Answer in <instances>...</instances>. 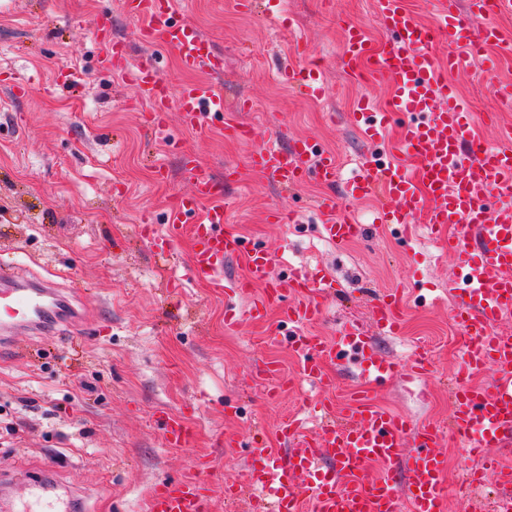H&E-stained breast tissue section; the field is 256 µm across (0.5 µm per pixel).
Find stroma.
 Masks as SVG:
<instances>
[{"label": "stroma", "instance_id": "obj_1", "mask_svg": "<svg viewBox=\"0 0 512 512\" xmlns=\"http://www.w3.org/2000/svg\"><path fill=\"white\" fill-rule=\"evenodd\" d=\"M179 16L223 55L224 108L252 127L253 143L218 121L203 134L189 130L174 109L163 127L147 128L130 67L148 48L123 0H0V267L69 287L82 315L50 334L18 330L0 351V512L44 480L78 499L76 512H145L158 485L192 474L201 457L214 467L210 512H226L224 485L248 481L252 441L280 450L279 423L307 417L315 388L288 349L291 326L275 314L262 326L226 323L254 297L233 287L243 258H226L202 281L189 273L191 236L172 248L160 237L172 202L193 191L190 159L227 178L230 227L267 254L273 276H334L336 296L308 333L332 337L354 324L382 356L404 362L420 345L436 354L433 373L393 378L371 397L417 425L448 420L459 360L455 255L428 229L407 243L393 226H373L377 198L350 205L340 187L314 178L286 191L248 160L253 145L308 137L335 155L343 180L399 138L402 120L371 142L348 118L358 98L389 95L373 75H349L343 57L345 23L386 40L373 0H281L276 23L232 0H179ZM101 22L126 42L129 69L103 65ZM310 65L323 92L304 96L282 72ZM452 80L472 111L512 122L492 91L512 81V60L491 75L478 58ZM329 194L368 225L365 238L339 246L325 237L316 204ZM282 209L297 222H275ZM393 288L411 306L400 335L387 336L371 303ZM270 361L279 380L263 377ZM163 414L192 425L193 446L166 442ZM439 450L448 458V512H487L496 485L462 495L460 448L449 439Z\"/></svg>", "mask_w": 512, "mask_h": 512}]
</instances>
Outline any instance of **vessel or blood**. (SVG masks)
<instances>
[{
	"label": "vessel or blood",
	"mask_w": 512,
	"mask_h": 512,
	"mask_svg": "<svg viewBox=\"0 0 512 512\" xmlns=\"http://www.w3.org/2000/svg\"><path fill=\"white\" fill-rule=\"evenodd\" d=\"M123 5L129 15L144 19L142 41L175 49L184 71H222L223 58L213 44L191 24L177 19L175 0H123ZM375 7L388 42L374 47L363 26L349 24L344 28V54L349 66L367 63L373 73L390 82L391 94L380 110L369 101H359L351 120L366 139L375 140L396 117H404L400 144L404 158L364 169L345 183L343 194L350 201L380 195L375 223L397 226L407 237L419 224L437 234L455 231L448 249L460 269L457 286L462 301L453 310L452 321L461 341L448 425L413 424L365 395L353 398L341 411L333 401H321L316 428L301 430L293 418L280 424L277 432L289 440V448L282 454L265 449L253 453L248 485L225 486V502L236 506L249 490L257 489L262 496L249 501L251 512H303L307 504L313 512H401L405 506L411 512H447L448 459L437 446L449 436L467 458L481 463L480 469L465 471V483L476 488L482 485L484 472L496 473L505 491L494 512H512V468L501 463L502 456L512 454V336L498 328L512 316V125L499 126L497 144L484 143L477 135L478 118L468 112L447 78L448 72L467 69L490 45L499 57L512 58L511 35L490 24L480 29L471 24L476 17L511 14L512 0H468L463 11L456 0H438L429 24L419 22L405 0H376ZM97 34L104 45V64L124 69L125 44L113 38L107 25H99ZM443 38L454 49L441 61L432 47ZM134 80L140 100L149 107L151 126L162 125L173 102L185 124L199 131L224 112L219 84L194 81L171 92L153 57L140 60ZM250 163L290 190L311 176L335 184L338 173L335 156L319 150L309 138L293 141L287 148L271 144L256 148ZM191 175L194 192L174 200L165 239L172 243L186 233L196 239L191 258L194 275L212 277L225 258L246 255L247 275L237 286H257L263 294L243 312V320L261 322L275 307L283 323L294 327L319 318L324 302L336 294L335 279L272 276L267 256L225 231L226 206L217 180L198 165ZM319 207L330 241L344 245L366 235L367 226L355 223L335 199L323 198ZM400 309L401 299L394 292L374 301L375 324L384 334H398ZM74 316L68 298L51 282L18 285L9 271L0 272L1 346L9 345L15 324L48 332ZM289 349L300 359L303 377L325 389L333 386L325 369L338 360H359L369 383L388 380L405 367L417 374L432 367L431 355L423 348L405 364L377 355L370 337L354 325L341 330L333 341L294 336ZM162 430L174 445L186 446L192 439L190 429L176 415L163 418ZM411 443L416 450L410 454L406 448ZM373 462L382 466L375 479L369 474ZM145 512H209V484L194 476L162 485L148 498Z\"/></svg>",
	"instance_id": "b4317fda"
}]
</instances>
